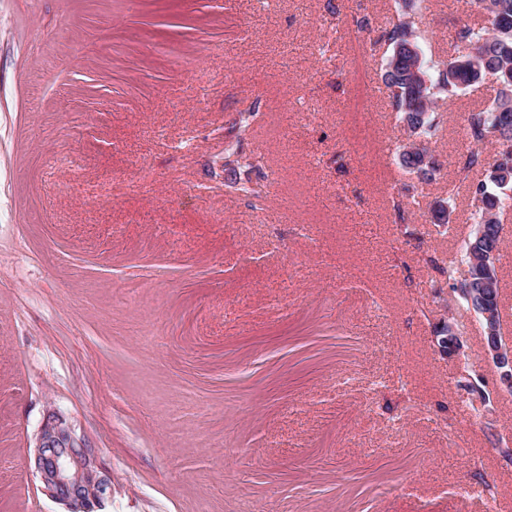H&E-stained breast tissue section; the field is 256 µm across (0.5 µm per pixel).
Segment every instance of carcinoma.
<instances>
[{"instance_id": "1", "label": "carcinoma", "mask_w": 512, "mask_h": 512, "mask_svg": "<svg viewBox=\"0 0 512 512\" xmlns=\"http://www.w3.org/2000/svg\"><path fill=\"white\" fill-rule=\"evenodd\" d=\"M487 15L488 25L478 30L464 25L455 34V56L438 70L437 78L429 74L422 49L404 23L392 25L384 37L391 47L382 82L390 106L400 116L410 135H430L438 123L434 115L435 91L448 98L482 79L495 76L497 87L492 103L484 110L472 111L464 119L462 137L469 146L462 154L461 171L473 175L469 192L478 208V226L482 237H472L465 248L464 260L470 267L473 281H480L487 267L494 266V254L500 241L499 213L512 207V35L502 37L498 31L512 28V0H475ZM497 144L495 162L486 165L484 148ZM224 186L245 194L256 193L251 179L240 178L255 165L236 152H225ZM398 163L405 171L429 181L437 171V163L428 149L401 145Z\"/></svg>"}]
</instances>
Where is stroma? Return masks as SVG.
I'll list each match as a JSON object with an SVG mask.
<instances>
[{
    "label": "stroma",
    "instance_id": "obj_1",
    "mask_svg": "<svg viewBox=\"0 0 512 512\" xmlns=\"http://www.w3.org/2000/svg\"><path fill=\"white\" fill-rule=\"evenodd\" d=\"M405 20L435 68L481 17L471 0H0V512H70L31 466L54 415L109 485L81 512H512V389L435 269L475 229L460 127L494 83L437 99L440 169L406 173L381 80ZM233 145L257 194L224 185ZM449 319L464 354L438 350Z\"/></svg>",
    "mask_w": 512,
    "mask_h": 512
}]
</instances>
